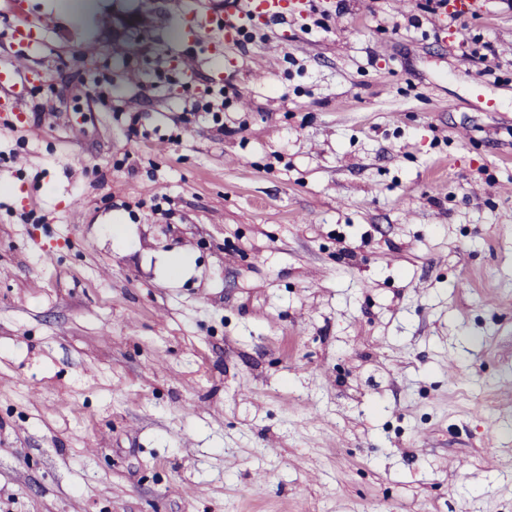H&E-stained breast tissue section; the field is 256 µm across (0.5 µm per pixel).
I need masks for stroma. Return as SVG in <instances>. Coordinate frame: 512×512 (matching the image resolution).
Returning a JSON list of instances; mask_svg holds the SVG:
<instances>
[{
	"mask_svg": "<svg viewBox=\"0 0 512 512\" xmlns=\"http://www.w3.org/2000/svg\"><path fill=\"white\" fill-rule=\"evenodd\" d=\"M226 2L0 0V512H512V0ZM230 3L233 6L226 9L224 25L216 29L217 36H212L214 29L201 24L199 29L202 37L230 44L237 40L245 24L256 17H264L265 21L295 20L312 4L318 3L320 7H325L330 0H234ZM484 0H451L440 15L442 28L448 30V19L467 15H477L483 12Z\"/></svg>",
	"mask_w": 512,
	"mask_h": 512,
	"instance_id": "35a3bbf8",
	"label": "stroma"
}]
</instances>
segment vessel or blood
<instances>
[{"mask_svg": "<svg viewBox=\"0 0 512 512\" xmlns=\"http://www.w3.org/2000/svg\"><path fill=\"white\" fill-rule=\"evenodd\" d=\"M330 0H233L231 8L224 13V23L218 30L205 27L201 30L204 38L215 37L230 44L236 41L247 22L261 17L268 21L294 20L303 15L312 4L327 6ZM484 9V0H449L441 21L467 15H477Z\"/></svg>", "mask_w": 512, "mask_h": 512, "instance_id": "obj_1", "label": "vessel or blood"}]
</instances>
